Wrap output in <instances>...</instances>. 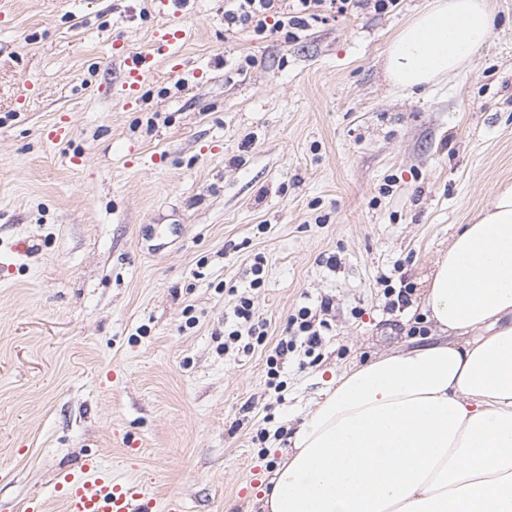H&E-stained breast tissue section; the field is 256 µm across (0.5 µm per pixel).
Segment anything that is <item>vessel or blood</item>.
Segmentation results:
<instances>
[{"instance_id":"b4317fda","label":"vessel or blood","mask_w":512,"mask_h":512,"mask_svg":"<svg viewBox=\"0 0 512 512\" xmlns=\"http://www.w3.org/2000/svg\"><path fill=\"white\" fill-rule=\"evenodd\" d=\"M156 13L168 24L160 36L161 42L175 47L186 36L176 0H153ZM121 58L124 79L119 92L127 104H134L147 80H165L182 66L179 58H171L169 65L157 66L151 52L115 45ZM56 488L64 503L65 512H185L180 494L167 495L156 501L149 487L141 482L119 479L97 457L84 459L74 470L61 472Z\"/></svg>"}]
</instances>
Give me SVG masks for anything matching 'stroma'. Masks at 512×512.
<instances>
[{"mask_svg":"<svg viewBox=\"0 0 512 512\" xmlns=\"http://www.w3.org/2000/svg\"><path fill=\"white\" fill-rule=\"evenodd\" d=\"M428 2L287 40L196 0L180 74L128 108L112 46L166 59L150 0H0V512H62L55 478L88 455L186 512H262L333 376L431 335L436 260L512 185V0L465 73L395 90L382 58ZM259 255L268 336L225 342ZM305 306L328 335L276 356Z\"/></svg>","mask_w":512,"mask_h":512,"instance_id":"obj_1","label":"stroma"}]
</instances>
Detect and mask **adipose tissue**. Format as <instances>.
I'll list each match as a JSON object with an SVG mask.
<instances>
[{"mask_svg":"<svg viewBox=\"0 0 512 512\" xmlns=\"http://www.w3.org/2000/svg\"><path fill=\"white\" fill-rule=\"evenodd\" d=\"M490 0H431L392 37L394 88L467 70ZM436 334L332 380L263 493L264 512H512V186L462 225L423 294Z\"/></svg>","mask_w":512,"mask_h":512,"instance_id":"obj_1","label":"adipose tissue"}]
</instances>
